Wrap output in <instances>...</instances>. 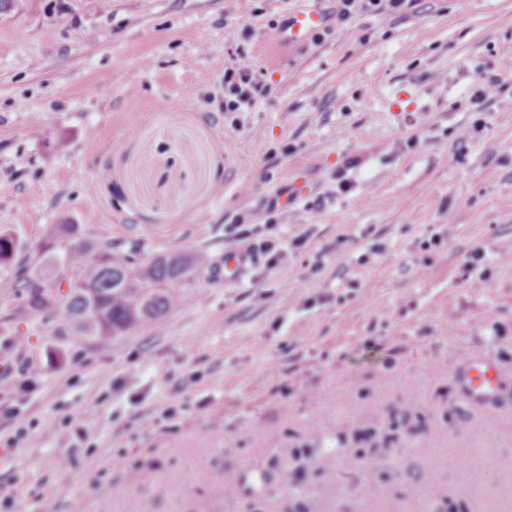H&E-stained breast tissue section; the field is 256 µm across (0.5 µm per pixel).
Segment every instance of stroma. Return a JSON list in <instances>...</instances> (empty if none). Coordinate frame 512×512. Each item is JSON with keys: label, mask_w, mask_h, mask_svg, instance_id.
<instances>
[{"label": "stroma", "mask_w": 512, "mask_h": 512, "mask_svg": "<svg viewBox=\"0 0 512 512\" xmlns=\"http://www.w3.org/2000/svg\"><path fill=\"white\" fill-rule=\"evenodd\" d=\"M341 8L0 12V231L21 245L0 268V361L16 369L0 403L20 408L0 419V512H512V72L469 102L479 68L512 49V0ZM308 11L318 28L288 42ZM235 61L271 91L228 113ZM287 187L297 198L266 225ZM236 222L283 259L226 280V254L247 249L224 233ZM56 224L98 243L118 224L122 250L203 249L213 264L158 322L77 336L28 312L16 282ZM478 246L490 275L460 281ZM471 353L499 371L481 399L466 393ZM72 417L92 454L75 452ZM242 471L261 491L235 492Z\"/></svg>", "instance_id": "35a3bbf8"}]
</instances>
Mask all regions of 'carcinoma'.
<instances>
[{
  "label": "carcinoma",
  "instance_id": "carcinoma-1",
  "mask_svg": "<svg viewBox=\"0 0 512 512\" xmlns=\"http://www.w3.org/2000/svg\"><path fill=\"white\" fill-rule=\"evenodd\" d=\"M58 235L70 239L61 254L53 241ZM18 250L14 236L0 231V266L10 265ZM42 252L37 265L18 271L27 310H50L75 333L98 339L159 321L182 302L177 285L208 264L204 251H163L144 259L135 246L118 252L114 238L92 242L77 224L56 225ZM69 268L79 276L68 281L61 299L48 289L49 272Z\"/></svg>",
  "mask_w": 512,
  "mask_h": 512
}]
</instances>
